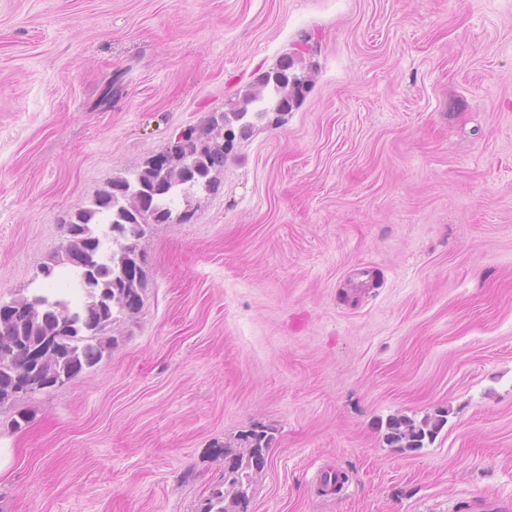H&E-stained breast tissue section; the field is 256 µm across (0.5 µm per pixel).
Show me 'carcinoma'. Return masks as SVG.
<instances>
[{
  "instance_id": "carcinoma-1",
  "label": "carcinoma",
  "mask_w": 512,
  "mask_h": 512,
  "mask_svg": "<svg viewBox=\"0 0 512 512\" xmlns=\"http://www.w3.org/2000/svg\"><path fill=\"white\" fill-rule=\"evenodd\" d=\"M293 67V58L282 59L277 67L281 78L262 74L237 99L225 103L222 122L208 118L197 126L198 135L181 149L186 165L148 166L135 173L137 196L130 194L127 178L119 177L110 190L70 220V235L51 262L41 267V276L53 278L56 267L68 266L72 256L85 253L97 277L80 303L43 283L31 296L0 304V405L17 399L22 378L38 382L43 390L74 379L102 360L111 345L108 333L143 307L145 255L140 240L154 224L191 217L176 209L183 195L175 186L185 189L197 178L214 185L213 173L224 168L234 140L247 137L268 113L290 111L297 99L291 83L296 77ZM218 126L229 130L231 142L220 143L213 134ZM48 336L55 342L53 353L33 357ZM447 416L446 411L420 421L393 416L386 424L387 445L422 448L425 440H434ZM222 448L224 476L200 500L197 512H248V489L253 473L267 463L270 439L264 430L249 429L240 433L238 451L226 444Z\"/></svg>"
}]
</instances>
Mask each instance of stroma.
Instances as JSON below:
<instances>
[{
	"mask_svg": "<svg viewBox=\"0 0 512 512\" xmlns=\"http://www.w3.org/2000/svg\"><path fill=\"white\" fill-rule=\"evenodd\" d=\"M288 56L301 97L142 239L111 352L0 406V512H196L255 425L250 512L512 500V0H0V301ZM440 410L425 448L387 445ZM439 413L434 416L427 415L420 421L406 416L390 417L385 432L387 445L395 448H423L425 440L432 442L447 423V411Z\"/></svg>",
	"mask_w": 512,
	"mask_h": 512,
	"instance_id": "stroma-1",
	"label": "stroma"
}]
</instances>
